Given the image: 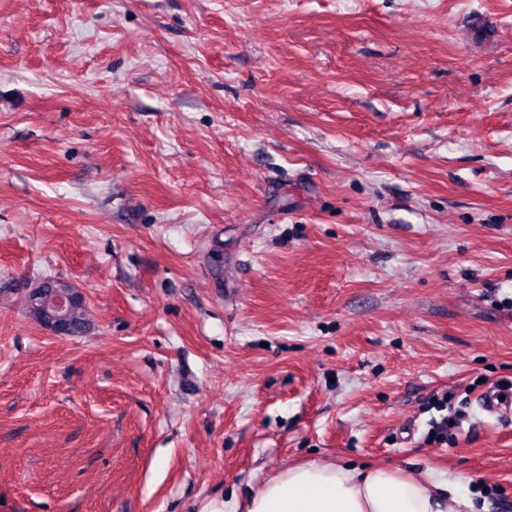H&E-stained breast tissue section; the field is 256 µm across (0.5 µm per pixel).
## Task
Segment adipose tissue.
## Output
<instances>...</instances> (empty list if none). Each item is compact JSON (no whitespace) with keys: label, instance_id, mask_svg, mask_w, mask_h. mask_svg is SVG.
<instances>
[{"label":"adipose tissue","instance_id":"1","mask_svg":"<svg viewBox=\"0 0 512 512\" xmlns=\"http://www.w3.org/2000/svg\"><path fill=\"white\" fill-rule=\"evenodd\" d=\"M470 499L427 471L311 461L268 480L222 512H471Z\"/></svg>","mask_w":512,"mask_h":512}]
</instances>
